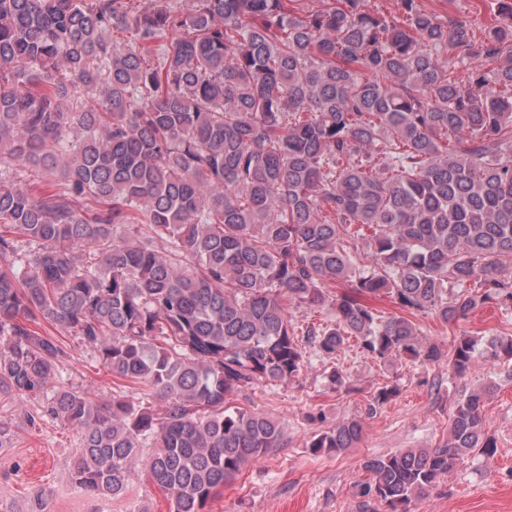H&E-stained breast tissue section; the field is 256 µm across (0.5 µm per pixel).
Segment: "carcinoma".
Segmentation results:
<instances>
[{
    "label": "carcinoma",
    "instance_id": "carcinoma-1",
    "mask_svg": "<svg viewBox=\"0 0 512 512\" xmlns=\"http://www.w3.org/2000/svg\"><path fill=\"white\" fill-rule=\"evenodd\" d=\"M0 0V398L45 397L27 421L80 434L72 483L122 496L141 449L169 512H204L285 446L283 423L228 405L286 384L307 350L355 340L380 365L512 363V336L448 350L410 315L455 322L512 307V0L475 38L400 0ZM371 232L361 254L350 240ZM349 284L338 294L336 284ZM363 295L408 315L379 317ZM325 310L299 341L288 304ZM74 332L120 390L53 386ZM489 381L454 398L448 436L365 462L359 512H411L471 455H493ZM377 388L366 410L398 396ZM351 418L313 455L358 443Z\"/></svg>",
    "mask_w": 512,
    "mask_h": 512
}]
</instances>
